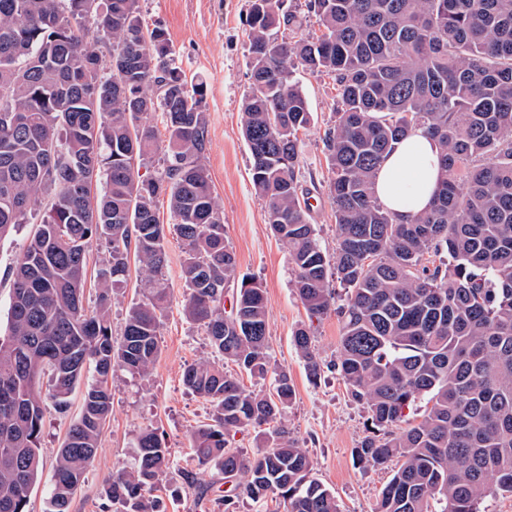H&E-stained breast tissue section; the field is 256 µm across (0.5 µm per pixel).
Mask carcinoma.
<instances>
[{
  "mask_svg": "<svg viewBox=\"0 0 512 512\" xmlns=\"http://www.w3.org/2000/svg\"><path fill=\"white\" fill-rule=\"evenodd\" d=\"M307 8L320 35L289 40L278 36L298 27L287 0H250L243 136L253 187L288 247L302 304L341 319L336 370L371 422L354 459L395 464L376 512H480L488 480L512 494V0H308ZM298 67L336 80L339 108L325 132L331 257L294 172L298 132L311 117ZM204 98L166 32L145 27L139 0H0V239L49 197L8 272L0 512H28L45 401L65 415L83 383L48 497V512H70L112 412L109 377L117 367L144 374L159 358L169 231L185 245L184 314L214 353L183 371V385L212 408L190 447L199 466L230 484L224 512L241 497L261 507L274 499L284 512H339L289 436L288 371L276 373L271 394L241 380H264L271 369L268 301L259 284L237 277L225 239L206 167ZM151 112L163 115L161 142L145 121ZM420 126L439 146L442 189L428 211L399 224L375 196V172ZM156 154L155 173L140 174ZM162 198L172 225L157 215ZM98 240L108 258L90 310L87 252ZM444 253L450 262H436ZM132 258L147 294L116 342L110 307ZM333 278L346 290L340 303ZM293 343L317 380L322 363L308 331L296 330ZM420 397V419L401 427ZM249 428L263 439L252 457L228 447L231 433ZM170 466L156 429H143L132 467L102 482L104 508L164 512L158 491Z\"/></svg>",
  "mask_w": 512,
  "mask_h": 512,
  "instance_id": "carcinoma-1",
  "label": "carcinoma"
}]
</instances>
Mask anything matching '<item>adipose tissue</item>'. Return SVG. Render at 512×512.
I'll list each match as a JSON object with an SVG mask.
<instances>
[{
    "label": "adipose tissue",
    "instance_id": "adipose-tissue-1",
    "mask_svg": "<svg viewBox=\"0 0 512 512\" xmlns=\"http://www.w3.org/2000/svg\"><path fill=\"white\" fill-rule=\"evenodd\" d=\"M439 178V149L426 129L419 127L381 161L375 193L392 218L404 224L430 207Z\"/></svg>",
    "mask_w": 512,
    "mask_h": 512
}]
</instances>
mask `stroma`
<instances>
[{
    "instance_id": "1",
    "label": "stroma",
    "mask_w": 512,
    "mask_h": 512,
    "mask_svg": "<svg viewBox=\"0 0 512 512\" xmlns=\"http://www.w3.org/2000/svg\"><path fill=\"white\" fill-rule=\"evenodd\" d=\"M144 22L163 28L172 41L175 59L189 81L206 89L211 185L224 211V232L237 261L238 276L256 280L268 298L269 355L275 369H288L294 397L288 408V431L306 448L314 475L335 495L340 512H374L391 472L363 467L353 450L367 435L368 413L352 399L338 375L342 325L336 313L310 316L294 288L288 248L272 233L262 200L251 181V157L242 133L249 94V41L246 16L250 0H140ZM296 79L312 118L299 131L296 177L309 197L310 221L326 254L336 249V224L329 194L324 135L336 120V85L332 76L297 70ZM31 225L0 241V324L8 320L10 282L7 271L27 242ZM185 245L175 234L166 240V276L172 300L159 329L161 355L141 375L115 371L112 415L101 437V449L74 495L71 512H102L100 487L113 471L133 461L134 444L146 427L164 437L173 465L162 482L165 512H224L218 503L224 482L192 458L190 436L209 423L211 407L182 383L187 365L211 358L204 329L183 312L181 278ZM307 329L322 372L307 377L292 336ZM81 391L71 396L62 416L47 408L39 440L43 468L30 495L28 512H46L53 465L70 424L80 413Z\"/></svg>"
}]
</instances>
